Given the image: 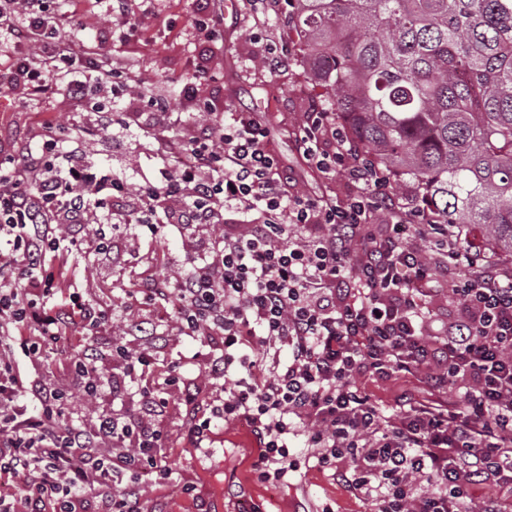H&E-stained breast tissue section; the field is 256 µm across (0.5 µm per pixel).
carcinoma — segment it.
I'll use <instances>...</instances> for the list:
<instances>
[{"label":"carcinoma","instance_id":"carcinoma-1","mask_svg":"<svg viewBox=\"0 0 512 512\" xmlns=\"http://www.w3.org/2000/svg\"><path fill=\"white\" fill-rule=\"evenodd\" d=\"M336 123L439 224L512 256V0H288Z\"/></svg>","mask_w":512,"mask_h":512}]
</instances>
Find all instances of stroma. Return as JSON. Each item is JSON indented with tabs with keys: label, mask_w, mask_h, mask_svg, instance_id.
<instances>
[{
	"label": "stroma",
	"mask_w": 512,
	"mask_h": 512,
	"mask_svg": "<svg viewBox=\"0 0 512 512\" xmlns=\"http://www.w3.org/2000/svg\"><path fill=\"white\" fill-rule=\"evenodd\" d=\"M54 13L75 11L76 21L85 34L104 33L105 53L114 65L125 69L130 91L119 99L123 111H137L142 101L161 95L169 109H182L180 90L196 67L203 65L209 77L198 87L200 96L215 99L228 112H254L262 116L272 139L295 178L297 189L315 195L344 197L343 180H320L306 174L298 154L294 131L305 112L330 111L331 103L313 90L303 73L299 48H292L288 66L277 77H270L259 59L254 33L265 42L283 43L288 37L285 14L264 13L252 0H237L234 15L225 17L217 42L206 41L189 27L197 0H141L142 24L133 36H124L118 19H105L93 0H49ZM69 124L72 134L82 140L88 158L105 168L123 171L136 178L139 170L155 166V142L141 127L110 128L89 120L82 109L62 91L29 96L0 87V137L32 138L49 117ZM96 224H88L85 234L90 244L77 269H65L57 279L59 296L79 292L92 302L112 304L115 320L96 336L103 350L125 343L133 348L148 344L136 335L126 318L139 303L129 292L133 281L157 275L178 273L187 252L188 236L169 229L160 240H152L144 227L124 225L112 238L109 254L96 253ZM161 361L176 365L185 378L174 388L166 423L171 435L167 450L172 481L165 486L146 485L143 497L150 512H247L250 504L262 505L265 512H321L332 505L334 512H374L371 503L352 495L333 480L329 471L301 465L293 485L275 486L257 482L252 462L257 443L254 436L228 422L216 426L210 443L193 447L179 425L186 412L207 413L221 385L197 391L196 357L202 353L199 340L180 335L174 325L164 327ZM362 389L370 395L381 413L395 417L405 392L426 398L422 383L412 376L390 380H365ZM194 488L184 494L183 485Z\"/></svg>",
	"instance_id": "stroma-1"
}]
</instances>
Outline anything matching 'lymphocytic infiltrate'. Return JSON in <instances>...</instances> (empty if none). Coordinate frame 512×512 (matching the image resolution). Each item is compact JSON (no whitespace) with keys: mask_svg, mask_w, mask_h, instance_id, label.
<instances>
[{"mask_svg":"<svg viewBox=\"0 0 512 512\" xmlns=\"http://www.w3.org/2000/svg\"><path fill=\"white\" fill-rule=\"evenodd\" d=\"M2 56L12 64L0 83L35 94L61 83L80 101L101 76L125 77L47 0H0ZM82 59L88 69L76 68ZM195 83L182 89L191 133L172 135L164 102L137 113L169 134L158 171L136 184L89 161L52 119L38 141H10L0 154V483L15 488L0 495V512H143V476L160 485L172 475L163 417L175 377L157 372L154 351L118 346L124 372L105 381L90 341L111 309L56 296L94 209L103 223L133 220L153 236L164 222L222 227L193 245L178 277L133 288L147 307L176 296L171 322L205 343V373L231 379L209 415L184 417L195 447L218 423L243 421L259 482L287 484L299 441L376 512H512V270L477 262L419 201H400L333 113H305L295 139L312 175L351 186L342 201L291 191L267 126L201 98ZM294 227L305 237L292 238ZM459 264L471 276L449 279ZM438 291L458 317L430 335ZM75 342L89 417L43 378L58 347ZM418 373L428 399L403 397L392 420L359 385ZM133 379L135 417L97 408L105 388L119 393Z\"/></svg>","mask_w":512,"mask_h":512,"instance_id":"lymphocytic-infiltrate-1","label":"lymphocytic infiltrate"}]
</instances>
